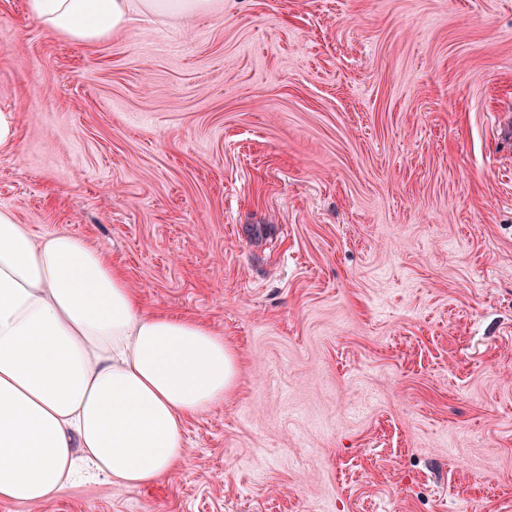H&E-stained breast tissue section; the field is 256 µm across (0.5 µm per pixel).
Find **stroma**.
Listing matches in <instances>:
<instances>
[{
    "label": "stroma",
    "mask_w": 512,
    "mask_h": 512,
    "mask_svg": "<svg viewBox=\"0 0 512 512\" xmlns=\"http://www.w3.org/2000/svg\"><path fill=\"white\" fill-rule=\"evenodd\" d=\"M0 0V209L237 353L161 482L0 512H512V0ZM214 0H28L29 16L78 45H93L127 29L134 15L191 14Z\"/></svg>",
    "instance_id": "35a3bbf8"
}]
</instances>
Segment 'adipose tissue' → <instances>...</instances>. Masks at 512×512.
<instances>
[{"label": "adipose tissue", "mask_w": 512, "mask_h": 512, "mask_svg": "<svg viewBox=\"0 0 512 512\" xmlns=\"http://www.w3.org/2000/svg\"><path fill=\"white\" fill-rule=\"evenodd\" d=\"M210 0H27L78 45L136 15ZM238 362L200 322L146 313L104 253L66 231L42 237L0 210V502L60 493L86 464L116 486L161 481L184 459V423L223 405Z\"/></svg>", "instance_id": "adipose-tissue-1"}]
</instances>
